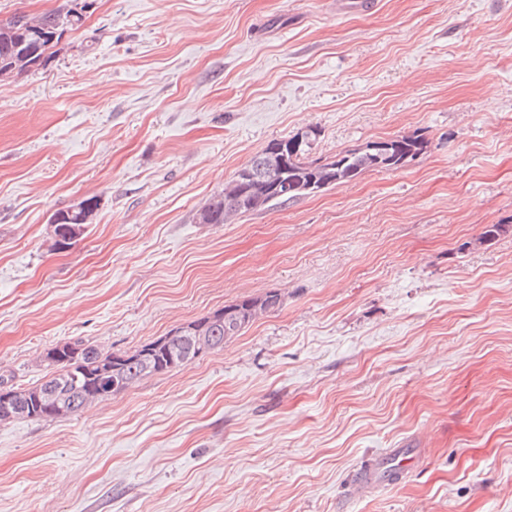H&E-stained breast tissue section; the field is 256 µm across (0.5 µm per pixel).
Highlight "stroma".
Returning a JSON list of instances; mask_svg holds the SVG:
<instances>
[{
  "label": "stroma",
  "instance_id": "stroma-1",
  "mask_svg": "<svg viewBox=\"0 0 512 512\" xmlns=\"http://www.w3.org/2000/svg\"><path fill=\"white\" fill-rule=\"evenodd\" d=\"M76 3L51 58L0 81V377L282 304L77 413L0 423V512H512V0H0V19ZM312 129L315 158L429 147L200 223ZM91 197L51 249V214ZM385 448L421 455L354 492ZM92 216V211L89 209L81 208L78 210H74L70 213L68 210L58 211L54 213L50 222L57 221L60 224H70L72 227V239L69 242H63L66 248L70 247L80 236L83 235L87 224L90 223V217ZM74 238V239H73ZM281 304V294L278 292H269L263 299L260 300H241L235 303L224 306L223 309L216 311L224 312V310L235 309L240 314H242V318L237 325L236 320V312L233 310L224 312V321L220 322L215 315L212 319L211 316H205L198 320H195L193 323L197 325L202 324L207 321L204 329L200 332V336H207V340H211L210 344L212 350L220 348L224 345V342L231 339L234 336L241 335L244 330L254 322V320L258 317V315L266 312H270L280 307ZM214 313V314H215ZM224 324L226 326L229 334L234 333L236 331L237 325V333L236 335L227 337L226 332L224 330Z\"/></svg>",
  "mask_w": 512,
  "mask_h": 512
}]
</instances>
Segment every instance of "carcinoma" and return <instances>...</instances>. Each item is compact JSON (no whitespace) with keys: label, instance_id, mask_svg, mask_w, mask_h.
Here are the masks:
<instances>
[{"label":"carcinoma","instance_id":"obj_1","mask_svg":"<svg viewBox=\"0 0 512 512\" xmlns=\"http://www.w3.org/2000/svg\"><path fill=\"white\" fill-rule=\"evenodd\" d=\"M82 14L73 9L58 10L41 16L29 17L15 14L0 20V78H9L29 72L42 65L48 51L59 43L67 30L78 28ZM307 142L301 146V155L288 160V166L275 176L246 182L241 173L224 184V193L215 197L200 213L202 224H228L236 217L268 209L277 205L294 203L310 194L323 191L337 184L355 180L367 171L377 169H399L422 156L427 149L426 137L415 132L382 141H370L362 146L340 151L332 158L311 159L308 157L316 131L305 132ZM293 138L271 141L254 156L243 170H255L261 160L269 157V151L278 146H287ZM92 211L81 208L73 212L58 211L51 220L72 227V239L64 243L70 247L75 239L85 232ZM281 294L270 292L260 300H241L224 306L235 309L242 318L237 325V334L254 322L258 315L280 307ZM196 324L204 325L200 335L211 340V347L220 348L229 340L224 323L203 317ZM197 339L194 336L175 335L154 350L155 364L159 371L168 372L196 359ZM70 353L62 362L55 363L53 371L39 385L22 389L0 378V389L15 391L28 401L33 396L50 393L58 401L61 413L47 414L35 407L25 412L0 406V421L10 419L47 420L78 412L85 406L117 394L147 376L136 356L123 353H102L80 341L69 343Z\"/></svg>","mask_w":512,"mask_h":512}]
</instances>
